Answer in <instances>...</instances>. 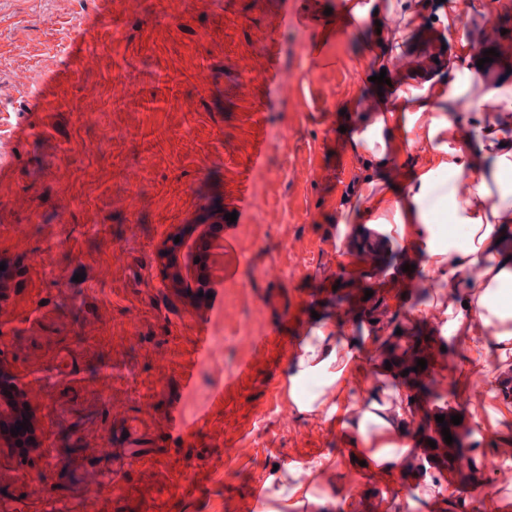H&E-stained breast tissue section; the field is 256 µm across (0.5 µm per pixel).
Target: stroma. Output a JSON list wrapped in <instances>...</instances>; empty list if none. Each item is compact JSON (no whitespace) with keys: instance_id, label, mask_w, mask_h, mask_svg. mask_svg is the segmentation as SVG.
<instances>
[{"instance_id":"stroma-1","label":"stroma","mask_w":512,"mask_h":512,"mask_svg":"<svg viewBox=\"0 0 512 512\" xmlns=\"http://www.w3.org/2000/svg\"><path fill=\"white\" fill-rule=\"evenodd\" d=\"M342 0H0V138L17 122L28 136L13 145V173L0 181V263L20 304L38 301L43 317L14 338V355L46 368L53 350L84 343L93 367H111L110 406L74 390L50 394L51 431L59 447L80 456L118 425L137 420L146 430L162 425L154 389L167 382L190 351L191 324L173 319L182 306L160 288L157 251L178 224L224 223L233 210L234 172L241 169L253 136L285 126L288 139L268 146L253 178L269 187L263 212L240 231V271L251 279V257L263 251L285 275L297 273L288 253L292 240L306 239L316 257L329 237L338 203L361 173L347 149L341 126L362 103L378 97L371 82V31L348 26L331 40L322 59L301 54L312 34L295 23L279 25L278 6L302 15L339 10ZM208 32L200 41L199 32ZM293 73L311 114L292 112L266 85L247 86L244 69L263 70L269 61ZM130 88L126 97L114 85ZM336 115L328 134L315 115ZM321 141V166L348 167L349 175L317 185L297 176L306 144ZM51 265H44V256ZM339 296L363 318H390L399 302L386 289L366 293L344 279ZM233 320L214 318L222 341L220 365L203 366L199 389L186 401L194 411L217 376L230 373L238 346L258 325V302L244 288L224 291ZM443 371L447 394L416 400L412 425L420 443L443 444L438 416H461L469 429L484 419L482 437L512 433V424L489 417L486 399L466 391L470 368L466 343L448 347ZM306 431L299 440L297 431ZM248 436L253 456L236 458L228 446ZM276 450H268L269 441ZM224 469L214 475L185 512H241L257 481L274 465L335 453V432L305 418L284 426L266 387L240 399V418L224 429ZM477 468L459 470L473 512H486L485 493L498 487L487 455L475 451Z\"/></svg>"}]
</instances>
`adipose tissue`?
Listing matches in <instances>:
<instances>
[{
    "label": "adipose tissue",
    "mask_w": 512,
    "mask_h": 512,
    "mask_svg": "<svg viewBox=\"0 0 512 512\" xmlns=\"http://www.w3.org/2000/svg\"><path fill=\"white\" fill-rule=\"evenodd\" d=\"M468 7L467 0H344V14L380 25L376 69L391 67L403 37L394 28L399 18L433 23L453 37L454 48L441 71L392 78L380 109L350 123L345 142L361 156L363 172L338 205L336 252L351 258L372 251L385 259L398 242L399 263L422 259L430 275L452 284L451 296L433 301L444 310L442 333L466 339L480 362L500 360L486 380L485 395L493 399L512 385V84L489 86L476 72L459 33ZM464 101L469 109L461 115ZM403 155L408 163L400 170ZM445 208L464 239L445 235L436 222ZM362 349L334 318L311 320L287 361L284 384L299 415L336 428L351 463L384 479L417 446L414 404L400 384L356 389ZM340 465L330 455L280 465L264 483L267 512H356L338 483ZM408 482L409 503L421 512L463 499L460 489L428 473Z\"/></svg>",
    "instance_id": "obj_1"
}]
</instances>
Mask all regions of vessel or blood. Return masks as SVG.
Masks as SVG:
<instances>
[{
    "instance_id": "obj_1",
    "label": "vessel or blood",
    "mask_w": 512,
    "mask_h": 512,
    "mask_svg": "<svg viewBox=\"0 0 512 512\" xmlns=\"http://www.w3.org/2000/svg\"><path fill=\"white\" fill-rule=\"evenodd\" d=\"M511 26L512 16L506 14L491 21L483 40L474 43V53H481L489 43L500 40L503 29ZM246 79L251 83L271 86L280 99L290 104L293 112L309 109L306 98L287 68L280 64H272L259 75L247 73ZM266 204L264 188L251 177H240L234 200L237 221L225 225L221 236L215 238L200 258L207 275L196 283L197 290L203 291L205 298L190 316L194 325L193 354L161 388L166 430L175 439L177 447L223 446L221 430L224 420L231 417L247 387L263 381L269 391L278 389V374L296 342L308 331L306 310L314 300H322L339 328H346L351 322L347 305L335 300L334 288L339 278L335 267L317 265L306 258L303 249H296L298 267L304 269L313 282L312 287L303 288L298 278H284L275 263H265L260 282L261 315L254 336L242 345L234 371L211 388L200 407L193 413H186L183 397L196 391L200 365L206 362L216 364L222 359L211 339L209 322L219 310L216 294L224 287L237 285L240 278L239 229ZM359 266L366 287H374L383 281L397 297L403 295L410 299L421 293L434 292L441 286L439 279L426 275L406 273L387 277L372 253L364 254ZM16 301L11 290H0V395L19 385L33 390L39 387L38 374L17 363L12 353V340L18 330L40 319V307L31 305L20 317L16 314ZM84 364L79 347L69 346L53 356L51 369L57 383L91 395L102 405H109L111 374L104 371L94 378H86L82 371ZM11 426V419L0 414V512H46L48 498L56 489L58 476L72 465L80 474L81 494L79 498L70 500V512H77L84 502L93 503L96 512H184V504L195 497L203 473L215 470L210 462L183 468L178 481L166 490L161 508L156 509L149 501L127 494L121 489L119 480L107 477L104 470L105 463L121 455L127 456L130 467L140 465L142 458L137 451L152 447L154 436L131 437L125 428L120 427L96 443L91 459L74 462L56 450L53 437L47 433L34 446L17 447Z\"/></svg>"
}]
</instances>
